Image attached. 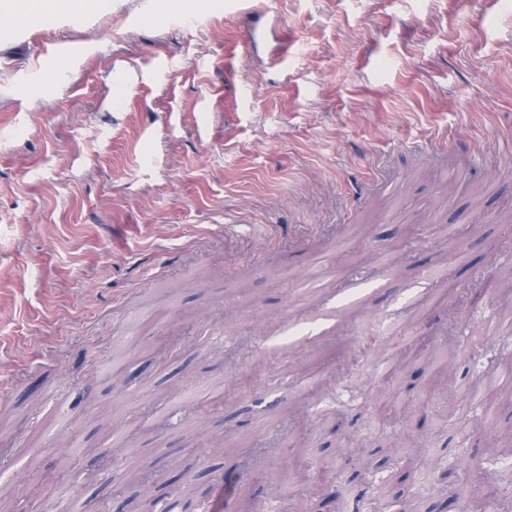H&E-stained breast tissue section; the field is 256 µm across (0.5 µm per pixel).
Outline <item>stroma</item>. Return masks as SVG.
I'll use <instances>...</instances> for the list:
<instances>
[{
  "label": "stroma",
  "instance_id": "stroma-1",
  "mask_svg": "<svg viewBox=\"0 0 512 512\" xmlns=\"http://www.w3.org/2000/svg\"><path fill=\"white\" fill-rule=\"evenodd\" d=\"M512 0H95L54 27L0 13V449L14 512H148L286 492L305 429L313 512L389 466L372 363L347 339L413 325L399 401L425 390L467 298L456 385L512 355L484 336L512 265ZM388 187L376 184L379 173ZM460 231L445 238L446 227ZM337 486V487H338Z\"/></svg>",
  "mask_w": 512,
  "mask_h": 512
}]
</instances>
